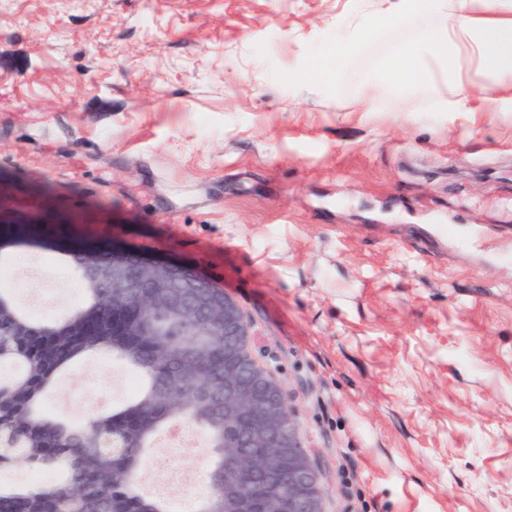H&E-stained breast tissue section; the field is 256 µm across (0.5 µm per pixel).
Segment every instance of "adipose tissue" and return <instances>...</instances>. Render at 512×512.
<instances>
[{"label":"adipose tissue","mask_w":512,"mask_h":512,"mask_svg":"<svg viewBox=\"0 0 512 512\" xmlns=\"http://www.w3.org/2000/svg\"><path fill=\"white\" fill-rule=\"evenodd\" d=\"M403 0L398 20L415 24L417 45L378 63L384 85L432 93L440 112H505L512 108V0H428V11ZM443 21L428 25L427 12ZM473 55L477 70L463 69Z\"/></svg>","instance_id":"obj_1"}]
</instances>
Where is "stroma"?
<instances>
[{"label": "stroma", "instance_id": "stroma-1", "mask_svg": "<svg viewBox=\"0 0 512 512\" xmlns=\"http://www.w3.org/2000/svg\"><path fill=\"white\" fill-rule=\"evenodd\" d=\"M399 0H0V288L53 321L94 237L235 300L288 398L325 512H512V112L360 96L413 23ZM93 358L51 406L123 400ZM172 498L202 500L210 450Z\"/></svg>", "mask_w": 512, "mask_h": 512}]
</instances>
